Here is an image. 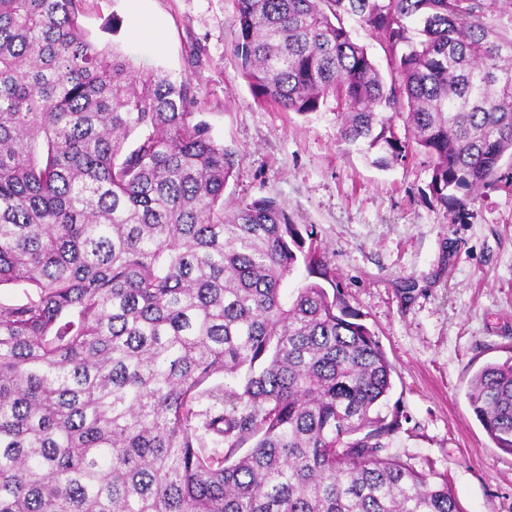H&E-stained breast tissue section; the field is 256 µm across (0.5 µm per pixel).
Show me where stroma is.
Masks as SVG:
<instances>
[{"instance_id": "obj_1", "label": "stroma", "mask_w": 512, "mask_h": 512, "mask_svg": "<svg viewBox=\"0 0 512 512\" xmlns=\"http://www.w3.org/2000/svg\"><path fill=\"white\" fill-rule=\"evenodd\" d=\"M235 16L234 0H87L81 24L135 67L197 88L215 137L237 152L225 198H276L314 228L393 368L389 401L407 416L393 453L446 476L464 512H512V455L466 398L480 366L512 356V161L451 222L427 197L425 155L381 170L340 142L334 101L306 116L258 103L234 54Z\"/></svg>"}]
</instances>
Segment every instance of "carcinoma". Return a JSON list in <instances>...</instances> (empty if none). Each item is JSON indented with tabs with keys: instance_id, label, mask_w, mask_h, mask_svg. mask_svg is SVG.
I'll list each match as a JSON object with an SVG mask.
<instances>
[{
	"instance_id": "carcinoma-1",
	"label": "carcinoma",
	"mask_w": 512,
	"mask_h": 512,
	"mask_svg": "<svg viewBox=\"0 0 512 512\" xmlns=\"http://www.w3.org/2000/svg\"><path fill=\"white\" fill-rule=\"evenodd\" d=\"M85 3L0 0V288L17 294L0 300V512H464L391 453V364L323 287L314 230L274 198L224 200L236 151L195 88L92 41ZM235 4L257 101L335 98L340 141L382 167L425 154L457 223L498 182L511 3ZM218 376L233 382L205 387ZM467 399L512 455V357ZM345 23L352 30L355 40L367 47L368 52L372 55L383 74L387 77L386 56L383 51L380 38L371 33L368 29L363 28L354 18H346Z\"/></svg>"
}]
</instances>
